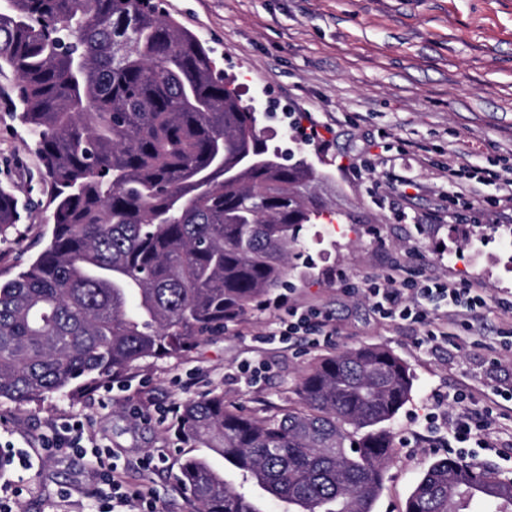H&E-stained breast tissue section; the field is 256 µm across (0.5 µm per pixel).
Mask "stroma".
I'll return each instance as SVG.
<instances>
[{"instance_id":"stroma-1","label":"stroma","mask_w":512,"mask_h":512,"mask_svg":"<svg viewBox=\"0 0 512 512\" xmlns=\"http://www.w3.org/2000/svg\"><path fill=\"white\" fill-rule=\"evenodd\" d=\"M196 32L242 99L270 116L273 147L302 149L330 174L328 214L304 225L287 285L249 312L178 354L149 358L90 392L56 394L25 406L0 400V497L12 512H95L101 485L90 449L110 452L120 475L149 490L165 512H195L177 483L190 450L175 433V412L211 390L245 412L271 415L297 406L303 371L318 358L361 344L389 349L410 367L414 388L392 424L396 448L374 512H403L407 497L447 456L446 416L457 393L493 411L494 447L465 448L461 461L512 480V210L501 223L481 214L497 182L477 185L472 207L453 204L448 156L475 168L512 164V0H161ZM18 78L0 70V187L18 199L21 219L0 242V280L13 278L48 241L53 206L35 141L13 114ZM312 113L329 132L292 129L288 112ZM423 147L421 165L406 143ZM398 175L411 187L381 197ZM447 211L444 222L429 217ZM409 273L481 285L489 300L467 331L429 341L423 328L377 320L363 293L345 294L392 261ZM315 306L335 336L277 338L288 308ZM260 367L249 382L243 364ZM439 420L426 424L428 412ZM81 427L80 449L44 453L58 427ZM158 456L145 469L142 457Z\"/></svg>"}]
</instances>
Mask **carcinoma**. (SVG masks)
<instances>
[{"label": "carcinoma", "mask_w": 512, "mask_h": 512, "mask_svg": "<svg viewBox=\"0 0 512 512\" xmlns=\"http://www.w3.org/2000/svg\"><path fill=\"white\" fill-rule=\"evenodd\" d=\"M53 195L50 240L0 281V399L91 388L238 321L288 277L327 176L269 149L259 113L158 0H0V70ZM20 219L0 188V242ZM413 374L364 344L302 373L299 406L186 402L179 482L196 512H374ZM404 512H512V482L432 463Z\"/></svg>", "instance_id": "cac0c4a2"}]
</instances>
